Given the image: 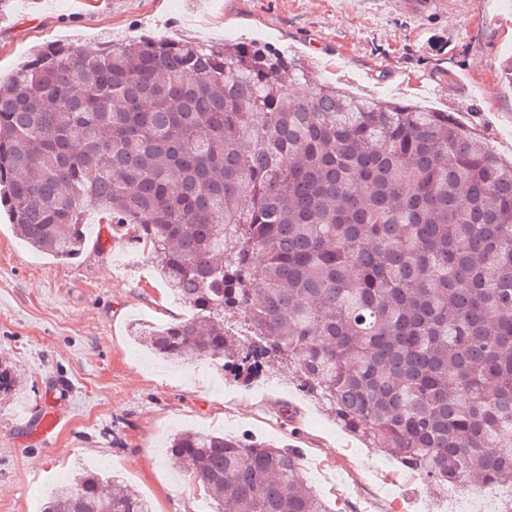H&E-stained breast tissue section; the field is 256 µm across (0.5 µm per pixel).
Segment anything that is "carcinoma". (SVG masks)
<instances>
[{
    "label": "carcinoma",
    "mask_w": 512,
    "mask_h": 512,
    "mask_svg": "<svg viewBox=\"0 0 512 512\" xmlns=\"http://www.w3.org/2000/svg\"><path fill=\"white\" fill-rule=\"evenodd\" d=\"M256 43L38 46L0 82V209L72 260L94 210L191 313L138 336L237 380L275 366L442 484L512 482V158L449 112L351 94ZM216 512H332L295 448L185 431ZM42 512H151L86 472Z\"/></svg>",
    "instance_id": "1"
}]
</instances>
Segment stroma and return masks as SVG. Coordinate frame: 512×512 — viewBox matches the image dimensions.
<instances>
[{
	"mask_svg": "<svg viewBox=\"0 0 512 512\" xmlns=\"http://www.w3.org/2000/svg\"><path fill=\"white\" fill-rule=\"evenodd\" d=\"M148 34L254 41L312 63L315 85L402 97L451 112L512 155V0H0V79L47 41L96 50ZM83 254H34L0 218V360L18 386L0 395V512H41L84 469L120 476L154 512H213L167 448L176 431L224 432L300 449L301 475L335 512H495L498 494L460 479L417 480L298 391L291 373L244 386L205 364L162 360L135 337L187 309L157 279L151 253L112 240L87 216ZM55 393L61 423L31 436Z\"/></svg>",
	"mask_w": 512,
	"mask_h": 512,
	"instance_id": "obj_1",
	"label": "stroma"
}]
</instances>
